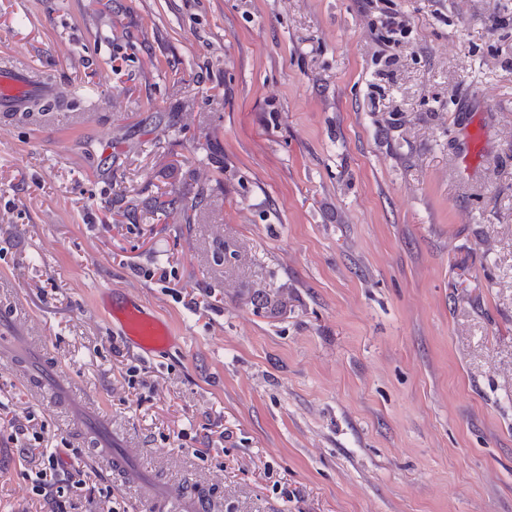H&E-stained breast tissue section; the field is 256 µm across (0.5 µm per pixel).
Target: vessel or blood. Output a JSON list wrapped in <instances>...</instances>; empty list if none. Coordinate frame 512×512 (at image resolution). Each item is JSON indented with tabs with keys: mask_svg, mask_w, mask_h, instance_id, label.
<instances>
[{
	"mask_svg": "<svg viewBox=\"0 0 512 512\" xmlns=\"http://www.w3.org/2000/svg\"><path fill=\"white\" fill-rule=\"evenodd\" d=\"M32 96L55 103L58 98L55 81L38 76L32 64L21 58L12 59L9 64L0 66V112L21 111L27 99ZM108 309L118 321L128 342L139 351L150 353L169 345L171 336L166 325L136 303L112 301L109 302ZM43 353L39 339L16 336L8 330L0 329V359L10 361L23 354L38 355V382L51 383L60 400L68 403L82 422L95 424L92 457L100 469L117 474L129 482H142V474L132 464L131 452L123 448L107 426L102 425L101 411L76 393L62 369L43 361ZM145 500L149 507L157 508L158 512L206 510L203 501L186 497L175 488L148 487Z\"/></svg>",
	"mask_w": 512,
	"mask_h": 512,
	"instance_id": "1",
	"label": "vessel or blood"
}]
</instances>
